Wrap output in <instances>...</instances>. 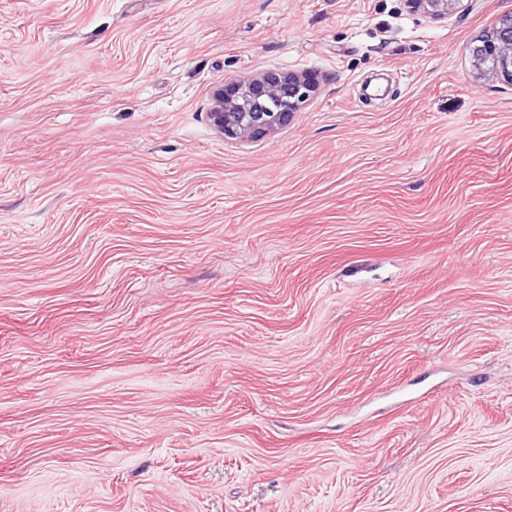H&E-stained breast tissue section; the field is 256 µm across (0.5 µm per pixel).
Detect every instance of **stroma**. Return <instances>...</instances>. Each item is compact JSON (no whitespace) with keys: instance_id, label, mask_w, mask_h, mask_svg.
Here are the masks:
<instances>
[{"instance_id":"35a3bbf8","label":"stroma","mask_w":512,"mask_h":512,"mask_svg":"<svg viewBox=\"0 0 512 512\" xmlns=\"http://www.w3.org/2000/svg\"><path fill=\"white\" fill-rule=\"evenodd\" d=\"M510 12L0 0V512H512ZM473 50L474 66L479 72L487 67L503 80L512 82V13L505 15L492 35L479 40ZM317 90L307 72L263 71L214 86L208 117L224 140L243 141L273 134L287 125Z\"/></svg>"}]
</instances>
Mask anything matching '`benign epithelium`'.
Instances as JSON below:
<instances>
[{
    "instance_id": "benign-epithelium-1",
    "label": "benign epithelium",
    "mask_w": 512,
    "mask_h": 512,
    "mask_svg": "<svg viewBox=\"0 0 512 512\" xmlns=\"http://www.w3.org/2000/svg\"><path fill=\"white\" fill-rule=\"evenodd\" d=\"M409 7L431 20H442L462 0H407ZM474 66L489 68L512 82V13L504 16L491 36L473 50ZM317 90L307 72L263 71L214 86L208 117L224 139L243 141L273 134L287 125Z\"/></svg>"
}]
</instances>
